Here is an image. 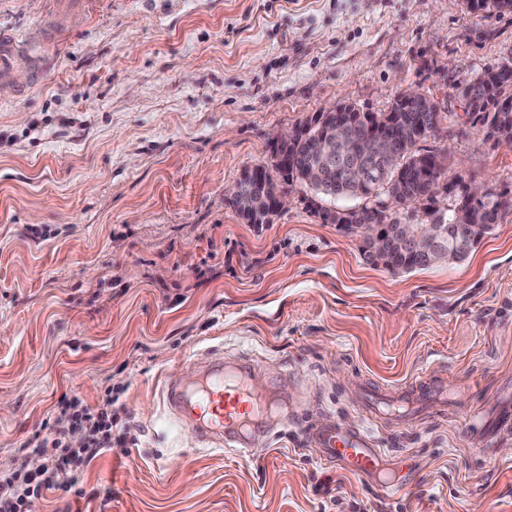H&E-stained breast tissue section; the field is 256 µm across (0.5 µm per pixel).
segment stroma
I'll use <instances>...</instances> for the list:
<instances>
[{
	"label": "stroma",
	"mask_w": 512,
	"mask_h": 512,
	"mask_svg": "<svg viewBox=\"0 0 512 512\" xmlns=\"http://www.w3.org/2000/svg\"><path fill=\"white\" fill-rule=\"evenodd\" d=\"M0 29L43 36L40 71L0 94V462L34 458L59 403L111 393L126 447L40 512H512V213L468 257L411 273L366 262L293 187L263 228L225 189L268 143L339 101L406 90L450 111L424 147L446 176L512 193V144L459 118L456 86L512 61V12L466 0H0ZM247 357L292 415L251 447L203 448L163 385L212 346ZM448 389L401 425L369 388ZM368 431L405 483L326 464L315 424ZM8 466V467H9Z\"/></svg>",
	"instance_id": "1"
}]
</instances>
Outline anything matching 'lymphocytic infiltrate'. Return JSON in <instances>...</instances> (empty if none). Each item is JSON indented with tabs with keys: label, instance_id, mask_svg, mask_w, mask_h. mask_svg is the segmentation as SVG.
Instances as JSON below:
<instances>
[{
	"label": "lymphocytic infiltrate",
	"instance_id": "1",
	"mask_svg": "<svg viewBox=\"0 0 512 512\" xmlns=\"http://www.w3.org/2000/svg\"><path fill=\"white\" fill-rule=\"evenodd\" d=\"M87 433L86 443L79 448L69 446L68 435L73 429ZM50 434L38 440V452L48 453L47 465L35 472L17 471L0 479V512H37L44 491H63L82 497L78 486L79 469L99 452L125 447L127 434L118 430L111 411L83 406L77 398L61 402L58 417L49 426Z\"/></svg>",
	"mask_w": 512,
	"mask_h": 512
}]
</instances>
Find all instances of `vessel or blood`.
Wrapping results in <instances>:
<instances>
[{"label":"vessel or blood","instance_id":"b4317fda","mask_svg":"<svg viewBox=\"0 0 512 512\" xmlns=\"http://www.w3.org/2000/svg\"><path fill=\"white\" fill-rule=\"evenodd\" d=\"M36 64L31 51L19 45L16 35L0 32V75L8 76L15 66ZM255 364L249 358H237L225 364L224 350L206 349L198 361V373L182 385L164 387L162 402L172 422L190 433L197 445L248 447L255 424L278 407L275 392L259 393L249 383ZM433 388L426 387L404 394L397 403L385 399L369 400L366 412L392 413L403 418L429 412ZM309 438L324 450L327 462L343 466L360 475H379L384 486H392L387 476L392 462L364 432L339 423L309 429Z\"/></svg>","mask_w":512,"mask_h":512}]
</instances>
